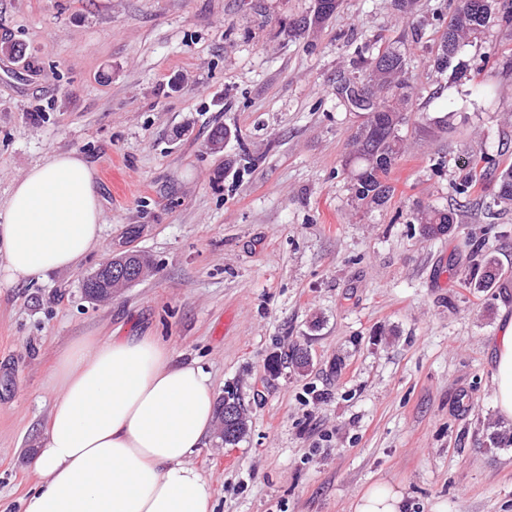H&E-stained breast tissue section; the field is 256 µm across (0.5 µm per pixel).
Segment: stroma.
Listing matches in <instances>:
<instances>
[{"mask_svg":"<svg viewBox=\"0 0 512 512\" xmlns=\"http://www.w3.org/2000/svg\"><path fill=\"white\" fill-rule=\"evenodd\" d=\"M458 3L416 0L404 19L393 0H340L293 37L314 0H0V42L25 47L0 55V205L30 166L75 151L105 220L76 267L0 283V512L39 484L55 359L81 336L146 334L248 413L238 444L213 435L188 460L214 512H353L380 482L406 512H512V444L483 431L512 434L490 346L512 277L494 298L456 275L472 237L512 268V210L470 209L432 241L412 222L417 206L455 207L469 160L502 146L512 162V25L489 24L460 55L470 83L453 85L433 59ZM390 43L408 56V151L391 200L360 208L341 164L362 116L336 87ZM476 83L478 133L432 132ZM218 126L231 134L215 150ZM125 250L155 272L88 299L87 275ZM298 345L310 367L270 375ZM323 2L319 7H315L313 13L301 18L299 24L295 22L290 27L294 34L305 33L311 29H316L327 21L336 11L339 5V0H318Z\"/></svg>","mask_w":512,"mask_h":512,"instance_id":"obj_1","label":"stroma"}]
</instances>
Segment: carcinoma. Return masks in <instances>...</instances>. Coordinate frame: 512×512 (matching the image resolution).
Instances as JSON below:
<instances>
[{
    "instance_id": "carcinoma-1",
    "label": "carcinoma",
    "mask_w": 512,
    "mask_h": 512,
    "mask_svg": "<svg viewBox=\"0 0 512 512\" xmlns=\"http://www.w3.org/2000/svg\"><path fill=\"white\" fill-rule=\"evenodd\" d=\"M322 5L313 13L293 24L291 31L305 33L316 29L336 11L339 0H321ZM482 6L473 8L472 0H460L450 17L448 27L442 36L440 52L434 58V67L445 72L462 49L481 39L490 22L498 19L512 23V0H480ZM408 59L400 48L387 46L366 59V79L357 82L348 79L341 90L359 86V95L348 98L352 109L365 114L364 122L352 135L353 150L344 160V171L349 179L353 198L361 205L382 206L394 192L389 175L405 151L400 127L405 122V112L410 102L411 84L406 77ZM494 184V193L489 202L471 199L472 190L478 184ZM452 190L469 206H485L492 211L497 207L512 208V163H499L490 154L468 163L464 177L452 184ZM413 220L419 225L422 238L432 240L447 236L458 223V214L448 209L422 208L413 213ZM469 262L461 271L465 287L476 292L489 293L500 287L501 278L506 275L499 259L484 250L478 240L466 243ZM117 263L147 277L153 271L149 258L137 251L117 256ZM127 286V282L112 276L109 269L94 271L84 281L85 295L95 301L103 300L112 292ZM287 363L304 371L310 366L308 349L297 346L288 355ZM282 358L271 359L268 369L278 371L284 363ZM233 404L237 409L235 419L224 418V404ZM220 422L219 437L226 446L237 444L248 431V417L240 398L233 392L227 393L217 407Z\"/></svg>"
}]
</instances>
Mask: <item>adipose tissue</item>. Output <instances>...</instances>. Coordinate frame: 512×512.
<instances>
[{
	"label": "adipose tissue",
	"instance_id": "adipose-tissue-1",
	"mask_svg": "<svg viewBox=\"0 0 512 512\" xmlns=\"http://www.w3.org/2000/svg\"><path fill=\"white\" fill-rule=\"evenodd\" d=\"M103 227L95 171L80 155L31 166L0 207V282L73 267ZM494 345L495 404L512 420V322ZM57 377L24 512H212L207 481L187 464L215 420L208 372L172 363L153 336H98L75 342Z\"/></svg>",
	"mask_w": 512,
	"mask_h": 512
}]
</instances>
